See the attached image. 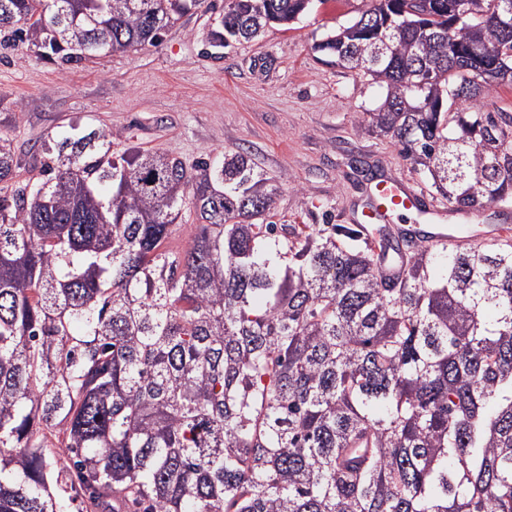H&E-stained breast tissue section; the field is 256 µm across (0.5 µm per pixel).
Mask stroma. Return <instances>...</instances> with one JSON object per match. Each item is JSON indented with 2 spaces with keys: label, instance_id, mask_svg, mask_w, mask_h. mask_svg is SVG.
<instances>
[{
  "label": "stroma",
  "instance_id": "stroma-1",
  "mask_svg": "<svg viewBox=\"0 0 512 512\" xmlns=\"http://www.w3.org/2000/svg\"><path fill=\"white\" fill-rule=\"evenodd\" d=\"M366 7L367 0H324L292 26L275 24L253 41L216 50L224 0H202L157 45L65 68L0 46V135L12 140L24 180L39 172L43 140L74 122L111 130L113 150L166 152L189 167L206 153L239 147L280 177L274 222L292 232L327 219L361 222L373 188L362 174L367 164L445 211L446 227L463 223L483 239L498 236L512 205L448 213L398 146L363 124L382 88L315 51Z\"/></svg>",
  "mask_w": 512,
  "mask_h": 512
}]
</instances>
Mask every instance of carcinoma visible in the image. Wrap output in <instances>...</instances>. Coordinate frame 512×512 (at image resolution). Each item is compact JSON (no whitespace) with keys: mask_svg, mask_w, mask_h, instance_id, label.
I'll return each instance as SVG.
<instances>
[{"mask_svg":"<svg viewBox=\"0 0 512 512\" xmlns=\"http://www.w3.org/2000/svg\"><path fill=\"white\" fill-rule=\"evenodd\" d=\"M324 0H224L212 47ZM314 49L459 212L512 203V0H370ZM200 0H0L60 65L153 44ZM16 181L0 137V512H512V236L404 246L267 220L244 150L189 169L70 125ZM196 232L167 242L183 214ZM482 101L483 112H505L512 115V86L497 85L490 88Z\"/></svg>","mask_w":512,"mask_h":512,"instance_id":"obj_1","label":"carcinoma"}]
</instances>
